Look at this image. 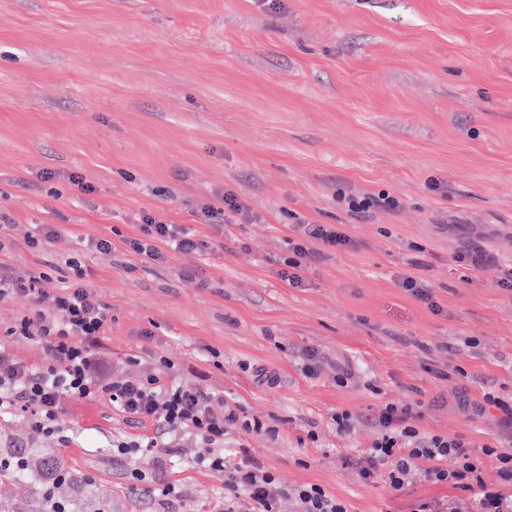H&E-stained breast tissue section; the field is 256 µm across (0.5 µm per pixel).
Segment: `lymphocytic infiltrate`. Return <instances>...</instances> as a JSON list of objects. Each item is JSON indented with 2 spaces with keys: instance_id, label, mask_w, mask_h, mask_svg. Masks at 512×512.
Instances as JSON below:
<instances>
[{
  "instance_id": "obj_1",
  "label": "lymphocytic infiltrate",
  "mask_w": 512,
  "mask_h": 512,
  "mask_svg": "<svg viewBox=\"0 0 512 512\" xmlns=\"http://www.w3.org/2000/svg\"><path fill=\"white\" fill-rule=\"evenodd\" d=\"M350 236L333 224H304L298 238L289 240V257L282 276L291 286H299L307 261L319 251L343 249ZM130 252L152 261L161 247L175 251H196L199 241L179 224H169L154 216L141 220L138 236L126 239ZM18 297L36 307L35 318L23 319L10 328L13 336L37 340L54 356L48 365L27 366L16 362L0 348V413L23 409L32 415L36 432L59 434V396L106 398L113 408L133 421L151 422L153 437L116 440L115 456L135 459L146 453L160 454L170 440L192 437L201 449L198 464L224 481V512H279L272 489L274 476L244 447L227 448L229 427L245 431L261 430L259 421L239 415L230 401L195 387L176 384L159 376L106 379L100 371L97 350L106 322L102 304L81 282H74L54 296H47L40 276L18 275L0 270V298ZM413 408L390 403L379 408L372 419L381 435L358 471L368 485L384 482L394 490L403 489L418 460L428 463L426 479L446 483L463 492L462 505L423 504L418 512H512V498L489 488L482 476L483 457L499 463V477L512 484V452L494 446L473 452L461 441L441 435L420 434L412 421Z\"/></svg>"
}]
</instances>
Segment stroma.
I'll list each match as a JSON object with an SVG mask.
<instances>
[{
    "label": "stroma",
    "instance_id": "35a3bbf8",
    "mask_svg": "<svg viewBox=\"0 0 512 512\" xmlns=\"http://www.w3.org/2000/svg\"><path fill=\"white\" fill-rule=\"evenodd\" d=\"M227 189L251 220L206 215ZM381 193L400 208L362 218L342 200ZM146 213L202 251L126 252ZM0 215L1 264L51 294L82 281L105 306L107 377L232 398L263 428L228 443L282 486H320L348 512L460 497L418 468L400 491L359 480L379 436L369 416L387 403L419 402L423 435L512 451L501 411L476 409L488 392L512 400V293L498 286L512 264V0H0ZM311 222L352 243L295 288L280 272ZM38 224L56 234L35 247ZM100 238L111 252L88 248ZM475 249L492 263L455 262ZM415 262L440 312L396 287ZM31 312L0 299V346L52 363L7 333ZM308 348L319 375L303 368ZM59 406L70 438L46 437V450L112 512H224L193 440L129 461L109 444L152 437L151 422L104 398L64 393ZM134 467L149 491L133 490ZM168 485L179 496L166 504Z\"/></svg>",
    "mask_w": 512,
    "mask_h": 512
}]
</instances>
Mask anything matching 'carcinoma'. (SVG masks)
Returning <instances> with one entry per match:
<instances>
[{"label": "carcinoma", "mask_w": 512, "mask_h": 512, "mask_svg": "<svg viewBox=\"0 0 512 512\" xmlns=\"http://www.w3.org/2000/svg\"><path fill=\"white\" fill-rule=\"evenodd\" d=\"M39 436L17 437L7 415L0 416V481L21 487L30 474L45 482L41 501L30 512H108L93 494L75 492L81 477L56 457L38 454Z\"/></svg>", "instance_id": "obj_1"}]
</instances>
